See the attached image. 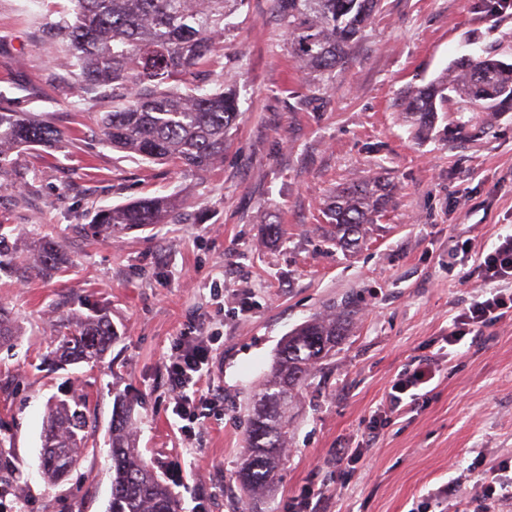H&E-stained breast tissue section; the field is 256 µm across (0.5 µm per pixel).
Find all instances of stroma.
Returning <instances> with one entry per match:
<instances>
[{
	"instance_id": "35a3bbf8",
	"label": "stroma",
	"mask_w": 512,
	"mask_h": 512,
	"mask_svg": "<svg viewBox=\"0 0 512 512\" xmlns=\"http://www.w3.org/2000/svg\"><path fill=\"white\" fill-rule=\"evenodd\" d=\"M475 3L382 0L319 80L290 56L273 0H247L202 77L236 90L240 115L223 162L198 173L104 145L98 118L112 99L77 95L50 27L70 0H0V103L64 133L13 152L0 175V224L14 228L17 255L0 271V305L25 327L0 346V433L20 470L0 512H107L120 395L183 512H241L247 409L280 341L343 309L347 335L288 402L284 468L259 508L293 512L310 486L318 512H484V481L512 478V312L460 345L445 338L483 286L481 253L512 232V111L481 139L451 142L417 136L397 105L461 56L490 49L512 62V7L489 15ZM377 175L392 187L384 217L365 225L360 247L339 248L328 202ZM157 195L181 200L178 223L116 235L91 225L98 209ZM45 244L56 267L40 262ZM95 312L118 330L111 351L55 363L63 321ZM197 336L209 360L187 423L166 364ZM423 363L436 370L427 393L390 410L392 385ZM76 391L90 397L89 452L50 484L39 460L47 411Z\"/></svg>"
}]
</instances>
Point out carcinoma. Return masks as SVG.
<instances>
[{
    "label": "carcinoma",
    "mask_w": 512,
    "mask_h": 512,
    "mask_svg": "<svg viewBox=\"0 0 512 512\" xmlns=\"http://www.w3.org/2000/svg\"><path fill=\"white\" fill-rule=\"evenodd\" d=\"M71 12L56 27L66 41L69 62L78 71L80 92L112 91V111L99 119L105 143L135 154L147 163H173L191 171H207L224 157L229 130L239 116V99L231 89L196 85L180 88L185 76L208 66L224 39L229 17L246 0H70ZM288 49L304 69L323 77L356 41L380 0H274ZM485 124L497 112L512 109V64L487 52L455 61L437 80L407 89L402 111L420 135L435 128L438 113L460 115L470 106ZM64 137L61 130L31 112L0 106V174L19 148L47 146ZM389 190L380 181L349 185L336 191L325 216L333 225L332 240L353 246L363 238V225L385 211ZM172 196L142 198L104 208L93 223L110 233L178 220ZM11 230L0 224V269L11 265ZM345 314L314 317L280 343L271 370L255 402L267 400L265 413L249 415L245 458L235 481L242 498L272 483L284 464L288 415L279 408L277 386L299 391L315 366L327 358L343 335ZM21 335V328L0 307V344ZM117 340V330L104 314L64 325L56 337L59 360L68 364L98 362ZM90 413L85 396L72 395L49 408L43 439L60 437L70 460L86 451ZM131 407L121 403L112 414L109 435L112 492L108 512H180V501L168 478L146 461L130 431ZM12 440L0 437V496L15 482Z\"/></svg>",
    "instance_id": "obj_1"
}]
</instances>
